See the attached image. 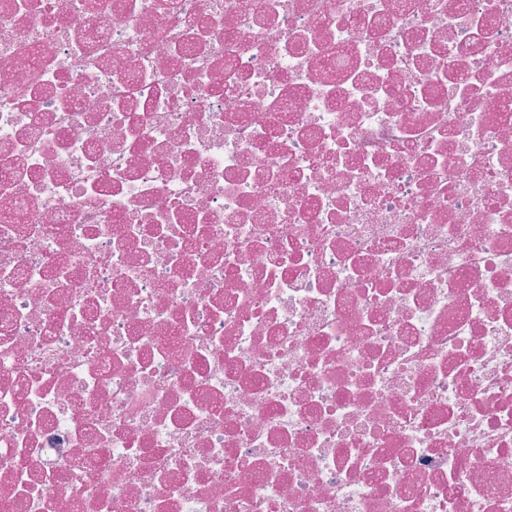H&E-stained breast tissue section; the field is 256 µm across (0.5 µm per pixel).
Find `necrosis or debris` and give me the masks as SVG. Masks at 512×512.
<instances>
[{"instance_id":"4bbe7bcc","label":"necrosis or debris","mask_w":512,"mask_h":512,"mask_svg":"<svg viewBox=\"0 0 512 512\" xmlns=\"http://www.w3.org/2000/svg\"><path fill=\"white\" fill-rule=\"evenodd\" d=\"M0 512H512V0H0Z\"/></svg>"}]
</instances>
